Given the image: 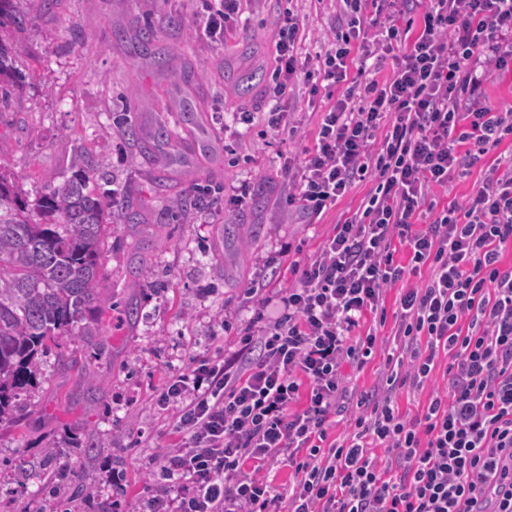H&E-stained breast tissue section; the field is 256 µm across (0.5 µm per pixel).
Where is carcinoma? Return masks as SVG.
<instances>
[{"instance_id": "cac0c4a2", "label": "carcinoma", "mask_w": 512, "mask_h": 512, "mask_svg": "<svg viewBox=\"0 0 512 512\" xmlns=\"http://www.w3.org/2000/svg\"><path fill=\"white\" fill-rule=\"evenodd\" d=\"M25 22V0H0V108L23 84L16 44L1 32ZM155 41L153 28L145 27L136 53L160 69H173L174 56L154 50ZM70 171L31 202L20 177L0 166V423H18L12 401L28 385L39 354L102 324L110 307L102 241L112 213L139 223L127 189L106 197L90 189L99 166L86 154L72 157Z\"/></svg>"}]
</instances>
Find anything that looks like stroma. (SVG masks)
Masks as SVG:
<instances>
[{"label":"stroma","instance_id":"1","mask_svg":"<svg viewBox=\"0 0 512 512\" xmlns=\"http://www.w3.org/2000/svg\"><path fill=\"white\" fill-rule=\"evenodd\" d=\"M201 8L200 0H55L47 10L31 0L14 38L26 87L0 112V159L30 190L61 182L83 152L132 191L143 221L105 227L108 322L50 347L34 388L17 400L19 424L0 425V512H146L177 439L158 404L170 378L236 348L257 316L253 283L270 294L295 283L293 261L312 255L372 187L355 183L314 224L286 204L288 158L313 147L342 87L312 97L297 86L288 133L269 125L274 41L286 15L298 23L300 53H322L339 0H242L237 26L216 43L198 23ZM147 25L156 47L175 56L174 70L132 54ZM116 112L144 133L165 117L181 139L143 150L110 126ZM510 155L512 137L452 189L433 188L438 206L465 200L484 167ZM160 171L161 189L153 183ZM240 184L251 191L243 208L225 206L223 191ZM213 187L220 194L207 206L172 220L180 199ZM143 264L150 278L135 277ZM131 305L141 316L127 327ZM62 351L76 367L60 365Z\"/></svg>","mask_w":512,"mask_h":512}]
</instances>
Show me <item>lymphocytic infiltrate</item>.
I'll use <instances>...</instances> for the list:
<instances>
[{
    "mask_svg": "<svg viewBox=\"0 0 512 512\" xmlns=\"http://www.w3.org/2000/svg\"><path fill=\"white\" fill-rule=\"evenodd\" d=\"M344 3L326 53L299 57L296 22L279 29L271 125H287L298 82L344 85L288 169L287 203L313 221L356 182L375 186L296 286L259 299L239 348L172 379L162 402L182 438L149 512H512V157L464 201L430 199L512 135V110L481 95L512 71V0ZM389 58L391 75L373 79ZM408 274L423 280L399 298L381 379L352 397L348 369L381 341L365 319ZM404 387L429 391L419 414L400 410ZM342 412L349 425L329 439ZM282 464L296 480L281 491L263 474Z\"/></svg>",
    "mask_w": 512,
    "mask_h": 512,
    "instance_id": "1",
    "label": "lymphocytic infiltrate"
}]
</instances>
